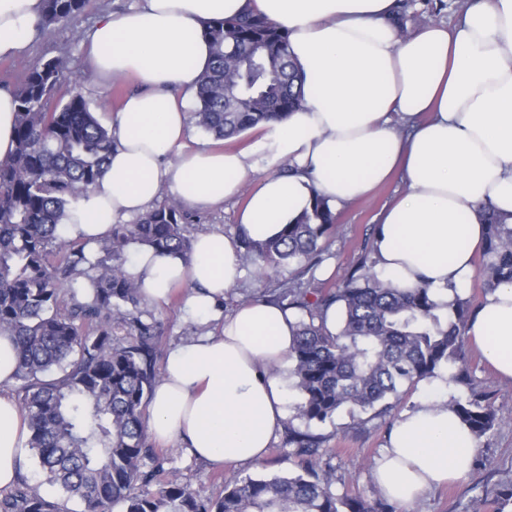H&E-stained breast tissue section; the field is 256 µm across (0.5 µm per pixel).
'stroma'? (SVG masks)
<instances>
[{
	"label": "stroma",
	"instance_id": "stroma-1",
	"mask_svg": "<svg viewBox=\"0 0 512 512\" xmlns=\"http://www.w3.org/2000/svg\"><path fill=\"white\" fill-rule=\"evenodd\" d=\"M411 7L403 17L407 32L425 23L455 24L461 17L466 0H410ZM131 0H91L84 16L75 26L57 30L52 36H32L27 51L20 57L0 59V87L14 89L26 68L40 57H64L67 66L78 77L101 123H108L112 112L128 92L134 90L131 79L103 81L90 73L85 55L84 38L96 18L106 11L126 8ZM404 190L400 179L379 188L369 199L337 214L338 232L317 271L326 285H337L344 274L365 252L371 251L377 216L382 208ZM301 265H284L271 280L259 281L253 265H246L245 275L224 297L225 312H232L250 295L275 288L278 282L299 276ZM186 289H178L166 302L155 304V316L161 321L163 352L179 344L211 332L214 322L190 317L186 312ZM467 367L475 384L488 392L500 419L499 428L481 438L469 474L462 480L425 493L414 504L402 506L401 512H486L481 499L487 488L512 481V381L499 379L474 346L466 348ZM391 423L389 419H372L368 415L350 416L340 412L331 422L313 426V433L325 437L330 463L335 469L333 490L336 494L376 496L372 464L385 443ZM285 432H278L267 459L257 467L247 465L215 466L191 457L178 443L163 445L168 461L167 472L175 474L197 495L216 498L223 494L224 483L237 475L254 477L287 474L297 471L298 457L289 455L284 445Z\"/></svg>",
	"mask_w": 512,
	"mask_h": 512
}]
</instances>
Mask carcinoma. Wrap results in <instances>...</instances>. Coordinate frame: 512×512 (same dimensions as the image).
<instances>
[{"label": "carcinoma", "instance_id": "cac0c4a2", "mask_svg": "<svg viewBox=\"0 0 512 512\" xmlns=\"http://www.w3.org/2000/svg\"><path fill=\"white\" fill-rule=\"evenodd\" d=\"M37 34L75 25L90 0H43ZM211 67L200 77L191 122L218 140L281 120L302 105L304 76L288 52V32L267 18L244 14L208 23ZM16 148L0 162V335L14 342L19 405L28 419L26 445L52 484L80 512H397L383 496H338L334 471L323 459L322 437L292 430L287 444L303 457L304 472L236 476L224 496L203 500L175 475L153 491L138 490L163 469L150 447L146 408L159 382V322L128 271L134 246L191 254L192 213L175 199L151 207L131 224H114L91 261L85 244L61 239L71 206L104 172L114 142L91 111L61 56L28 66L18 87ZM477 276L485 293L512 284V223L488 208ZM336 235V213L323 200L296 224L264 243L242 241L257 279L299 263L317 282L325 244ZM261 298L297 315L288 353L296 417L324 424L341 411L384 417L403 387L458 365L448 382L470 396L449 407L478 439L500 426L490 398L475 390L466 368V328L475 316L457 295L440 305L430 289L400 288L361 262L334 288L279 283ZM336 307V331L327 312ZM154 470H143L144 460ZM493 512L512 505V482L486 491ZM0 512H67L20 475L0 493Z\"/></svg>", "mask_w": 512, "mask_h": 512}]
</instances>
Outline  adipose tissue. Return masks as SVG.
I'll return each mask as SVG.
<instances>
[{
  "mask_svg": "<svg viewBox=\"0 0 512 512\" xmlns=\"http://www.w3.org/2000/svg\"><path fill=\"white\" fill-rule=\"evenodd\" d=\"M43 0H0V58L23 54ZM251 10L288 31L306 78L300 109L262 124L245 149L195 142L179 93L196 90L212 62L209 21ZM102 80L140 85L112 115L114 147L102 176L73 206L67 239L88 245L145 213L161 190L188 207L219 206L246 193L232 234L203 232L193 255L139 248L128 265L148 301L174 287L186 308L217 329L170 351L148 407V431L216 465H256L286 419L275 368L293 343L292 311L248 300L219 302L242 279V239L277 238L312 210L368 197L393 176L405 192L380 213L377 271L404 288L451 302L469 287L483 243L482 207L512 214V0H469L457 25L427 23L402 35L395 0H135L102 14L87 40ZM260 177L253 187L251 172ZM467 334L512 381V284L487 296ZM393 422L372 466L380 492L406 504L464 478L478 442L438 390ZM27 423L0 394V490L23 457Z\"/></svg>",
  "mask_w": 512,
  "mask_h": 512,
  "instance_id": "adipose-tissue-1",
  "label": "adipose tissue"
}]
</instances>
